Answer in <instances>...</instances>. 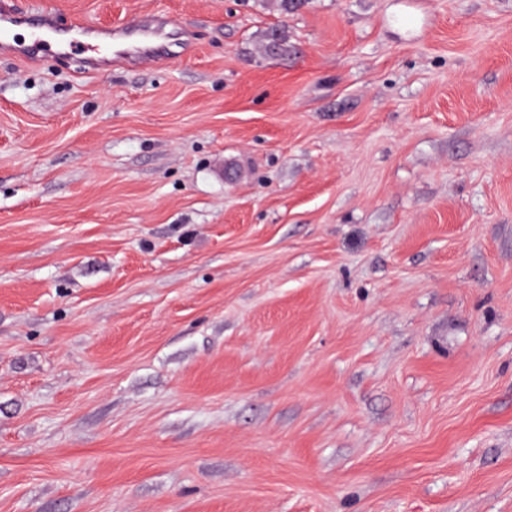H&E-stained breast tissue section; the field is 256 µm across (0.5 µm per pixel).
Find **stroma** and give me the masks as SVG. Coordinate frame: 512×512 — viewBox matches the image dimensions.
Returning <instances> with one entry per match:
<instances>
[{
	"instance_id": "1",
	"label": "stroma",
	"mask_w": 512,
	"mask_h": 512,
	"mask_svg": "<svg viewBox=\"0 0 512 512\" xmlns=\"http://www.w3.org/2000/svg\"><path fill=\"white\" fill-rule=\"evenodd\" d=\"M35 5L171 55L0 57V512H512V0Z\"/></svg>"
}]
</instances>
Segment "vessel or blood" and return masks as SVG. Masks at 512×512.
<instances>
[{
  "instance_id": "b4317fda",
  "label": "vessel or blood",
  "mask_w": 512,
  "mask_h": 512,
  "mask_svg": "<svg viewBox=\"0 0 512 512\" xmlns=\"http://www.w3.org/2000/svg\"><path fill=\"white\" fill-rule=\"evenodd\" d=\"M29 30V43L12 34L14 28ZM170 34L165 22L137 19L113 29H99L85 21L72 22L58 29L50 12L37 10L30 14L16 12L10 0H0V54L25 57L27 46L47 52L75 55L94 63L105 56L125 58L140 63L155 62L166 53Z\"/></svg>"
}]
</instances>
